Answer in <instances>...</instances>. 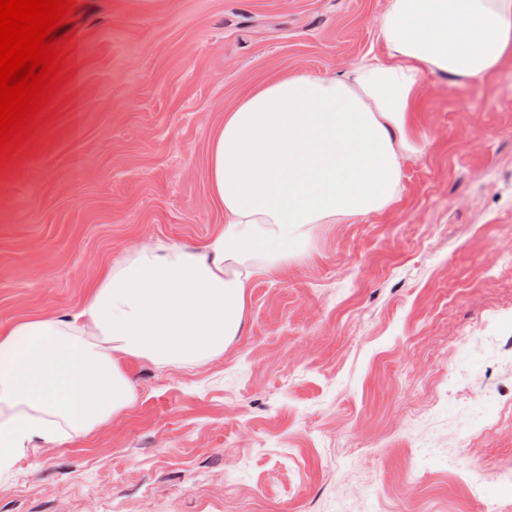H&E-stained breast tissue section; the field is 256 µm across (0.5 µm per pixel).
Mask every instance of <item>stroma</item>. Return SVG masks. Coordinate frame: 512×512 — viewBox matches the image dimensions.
Wrapping results in <instances>:
<instances>
[{"instance_id":"1","label":"stroma","mask_w":512,"mask_h":512,"mask_svg":"<svg viewBox=\"0 0 512 512\" xmlns=\"http://www.w3.org/2000/svg\"><path fill=\"white\" fill-rule=\"evenodd\" d=\"M69 78L0 168V325L78 306L126 248L224 219L207 150L288 73L382 54L387 0H76ZM419 154L384 214L322 224L255 280L239 336L189 368L133 360L132 404L0 468V512H512V57L420 81ZM491 432L468 437L471 392ZM487 478L479 497L448 463Z\"/></svg>"}]
</instances>
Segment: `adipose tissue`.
Instances as JSON below:
<instances>
[{"label": "adipose tissue", "instance_id": "1", "mask_svg": "<svg viewBox=\"0 0 512 512\" xmlns=\"http://www.w3.org/2000/svg\"><path fill=\"white\" fill-rule=\"evenodd\" d=\"M386 52L341 77L290 73L225 113L208 151L224 222L202 246L145 241L74 311L0 328V466L133 400L124 366H187L238 336L255 278L305 257L318 225L382 214L403 190L422 76L480 80L512 56V0H388Z\"/></svg>", "mask_w": 512, "mask_h": 512}]
</instances>
